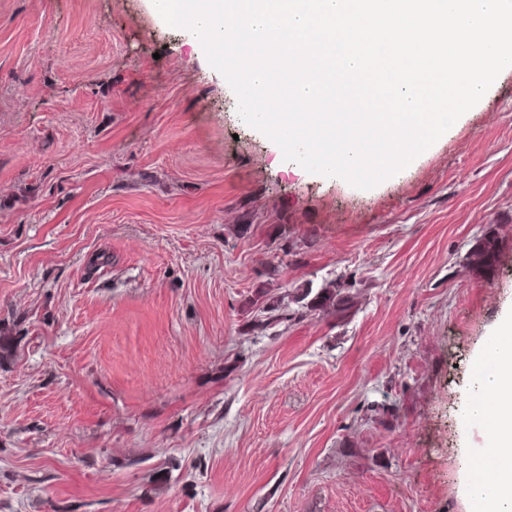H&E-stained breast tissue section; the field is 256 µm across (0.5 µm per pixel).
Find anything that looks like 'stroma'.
<instances>
[{"label": "stroma", "mask_w": 512, "mask_h": 512, "mask_svg": "<svg viewBox=\"0 0 512 512\" xmlns=\"http://www.w3.org/2000/svg\"><path fill=\"white\" fill-rule=\"evenodd\" d=\"M331 280L348 316L253 324ZM511 309L512 71L361 190L151 0H0V512H467ZM313 292L312 288H303V289H297L296 293L289 292L288 294H285L283 297H279L276 300H273L272 303L267 305L263 312L265 315V319L258 323V325L262 326H270L272 324H278L283 322L284 320H289L292 314H284V312H281L282 305L281 302L285 299V296H288V298L291 297V301L295 303H301L305 300H307ZM265 321V323L263 322Z\"/></svg>", "instance_id": "35a3bbf8"}]
</instances>
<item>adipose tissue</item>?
<instances>
[{
	"label": "adipose tissue",
	"mask_w": 512,
	"mask_h": 512,
	"mask_svg": "<svg viewBox=\"0 0 512 512\" xmlns=\"http://www.w3.org/2000/svg\"><path fill=\"white\" fill-rule=\"evenodd\" d=\"M475 363L484 395L470 409L487 412L492 445L484 477L476 476L472 459L464 461L469 512H512V318L498 325Z\"/></svg>",
	"instance_id": "obj_1"
}]
</instances>
